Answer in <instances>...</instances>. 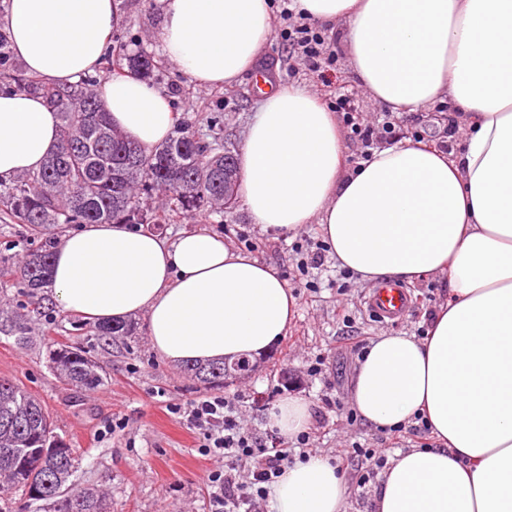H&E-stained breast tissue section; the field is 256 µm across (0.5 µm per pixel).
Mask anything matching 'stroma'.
I'll use <instances>...</instances> for the list:
<instances>
[{
    "label": "stroma",
    "mask_w": 512,
    "mask_h": 512,
    "mask_svg": "<svg viewBox=\"0 0 512 512\" xmlns=\"http://www.w3.org/2000/svg\"><path fill=\"white\" fill-rule=\"evenodd\" d=\"M121 25L112 33L107 63L90 79L101 83L114 74V60L127 52L148 53L154 63L149 76L153 86L173 98L179 122L195 127H212L224 146L239 153L248 125L260 100L253 90L255 79L247 74L230 86H203L184 75L165 59L158 41L162 18L156 0H118ZM278 85L308 87L326 104L339 93L358 94L361 115L377 121L382 105L358 93L348 75V51L340 49L336 69L321 75L302 61L289 58L279 35H272L260 63ZM405 136L423 132L426 141L445 152H459L465 130L459 112L436 103L403 116ZM204 227L236 241L247 232L253 254L281 271L297 301V317L287 336L257 360L254 371L226 385L229 394H239L244 422L254 433L268 432V409L257 397L278 391L280 397H297L308 402L313 453L336 459L355 446L385 449L387 457L419 447L415 431H406L397 448H385L381 430L364 421L349 422L354 371L359 360L352 340L372 341L381 335L419 334L426 314L448 299L446 276L428 275L408 284L411 305L395 321L381 320L368 310L372 286L349 279L338 288L340 268L333 256H325L319 270H305V253L295 244L319 242L317 225H303L294 236L264 232L253 224L242 199L224 211L202 210L200 214H178L160 225L167 237ZM13 282L0 284V310L25 317L31 343L20 348L14 337L0 334V379L21 384L40 399L50 412L56 433L81 457L77 476L105 492L111 512H210L208 489L203 475L218 465L204 454L197 438L182 421L166 409L167 402H183L201 394V386L183 372L182 366L157 357L149 344L143 317H135L136 333L131 338L104 344L92 336V322L82 316L50 308L36 313ZM76 343L89 350L100 363L105 381L100 387L76 392L50 369V352L59 344ZM323 361L321 374L306 376V368ZM124 430L107 436L99 431L114 420Z\"/></svg>",
    "instance_id": "obj_1"
}]
</instances>
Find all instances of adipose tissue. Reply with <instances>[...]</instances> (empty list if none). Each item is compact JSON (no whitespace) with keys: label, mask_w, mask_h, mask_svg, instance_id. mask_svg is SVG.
I'll return each instance as SVG.
<instances>
[{"label":"adipose tissue","mask_w":512,"mask_h":512,"mask_svg":"<svg viewBox=\"0 0 512 512\" xmlns=\"http://www.w3.org/2000/svg\"><path fill=\"white\" fill-rule=\"evenodd\" d=\"M164 56L193 81L232 85L273 33L270 0H158ZM341 24L355 83L391 112L448 101L463 150L404 142L345 171L337 118L302 85L265 95L238 158V193L278 234L319 227L362 282L447 276L428 335H382L358 362L352 402L377 429L421 416L432 448L397 453L376 512H512V0H294ZM120 23L115 0H10L0 16L17 60L51 86L99 68ZM97 94L110 123L152 152L172 135L171 99L128 72ZM45 98L0 81V181L38 171L58 145ZM46 279L65 311L95 323L145 316L152 349L180 364L258 355L287 336L296 300L276 267L205 228L170 239L132 224H83L54 250ZM288 398L268 423L305 433ZM271 512H344L349 488L308 456L269 492Z\"/></svg>","instance_id":"ef3b65f1"}]
</instances>
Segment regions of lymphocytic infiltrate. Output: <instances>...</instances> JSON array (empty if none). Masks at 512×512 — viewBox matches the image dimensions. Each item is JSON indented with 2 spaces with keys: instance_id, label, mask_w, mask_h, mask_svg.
<instances>
[{
  "instance_id": "obj_1",
  "label": "lymphocytic infiltrate",
  "mask_w": 512,
  "mask_h": 512,
  "mask_svg": "<svg viewBox=\"0 0 512 512\" xmlns=\"http://www.w3.org/2000/svg\"><path fill=\"white\" fill-rule=\"evenodd\" d=\"M279 17V36L289 55L303 57L315 69L334 65L337 38L327 35L324 28L297 18L289 7H282ZM335 109L350 139L361 145L365 156H372L380 141L392 143L400 136L396 121L378 127L361 119L354 95H339ZM168 410L198 437L203 452L224 461L223 468L211 470L204 477L210 489L211 512H261L270 484L293 462L291 448L310 444L306 433L292 441L274 432L255 436L246 428L234 395L201 394L183 404L169 403Z\"/></svg>"
}]
</instances>
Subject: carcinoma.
<instances>
[{
    "instance_id": "1",
    "label": "carcinoma",
    "mask_w": 512,
    "mask_h": 512,
    "mask_svg": "<svg viewBox=\"0 0 512 512\" xmlns=\"http://www.w3.org/2000/svg\"><path fill=\"white\" fill-rule=\"evenodd\" d=\"M124 65L147 75L153 63L142 53L124 56ZM23 91L49 98L59 113L60 146L38 172L0 183V218L26 227L39 243L21 264L0 254V275L28 288V304L42 308L52 298L45 288L49 259L71 224H164L167 216L150 208L158 196L171 212L206 206L224 208V183L236 182V158L215 136L184 125L178 135L146 155L129 137L112 129L96 92L87 86L52 87L21 73L10 76ZM29 342L28 327L15 315L0 319V333ZM123 322L100 324L94 335L110 342L130 335ZM240 373L245 358L227 363L186 362L187 375L200 385L224 388V365ZM50 368L76 391L104 381L101 366L79 347L51 353ZM79 458L53 435L44 406L19 385L0 380V512H12L16 494L41 501L44 512H107L103 494L73 480Z\"/></svg>"
}]
</instances>
